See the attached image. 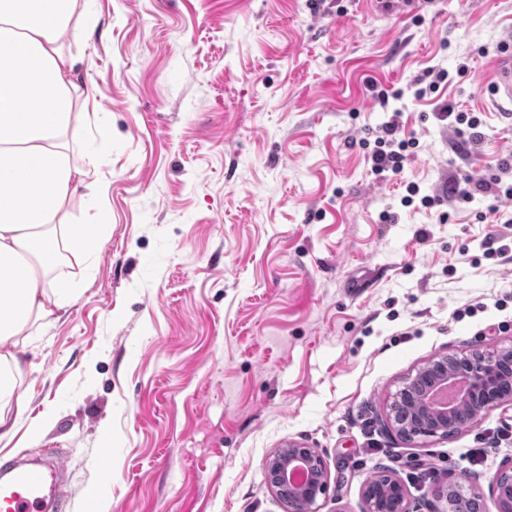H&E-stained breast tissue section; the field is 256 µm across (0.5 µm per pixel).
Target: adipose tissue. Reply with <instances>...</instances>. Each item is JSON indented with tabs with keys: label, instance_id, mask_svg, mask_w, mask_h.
I'll use <instances>...</instances> for the list:
<instances>
[{
	"label": "adipose tissue",
	"instance_id": "obj_1",
	"mask_svg": "<svg viewBox=\"0 0 512 512\" xmlns=\"http://www.w3.org/2000/svg\"><path fill=\"white\" fill-rule=\"evenodd\" d=\"M78 0H0V440L26 409L19 381L30 337L42 335L75 290L57 276L61 251L91 258L110 234L103 212L70 224L71 208H94L105 113L77 111L84 92L64 50L91 23ZM81 152L69 144L82 122Z\"/></svg>",
	"mask_w": 512,
	"mask_h": 512
}]
</instances>
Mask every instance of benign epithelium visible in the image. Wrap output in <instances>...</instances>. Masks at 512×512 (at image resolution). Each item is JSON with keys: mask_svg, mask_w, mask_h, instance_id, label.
Listing matches in <instances>:
<instances>
[{"mask_svg": "<svg viewBox=\"0 0 512 512\" xmlns=\"http://www.w3.org/2000/svg\"><path fill=\"white\" fill-rule=\"evenodd\" d=\"M512 359V348L491 353H448L419 372L429 374L432 383L420 395L400 388L389 404L390 424L408 440L447 438L474 424L488 411L512 401V393L501 391L504 358ZM273 481H282L295 492L284 506L286 512H316L317 499L326 494L328 480L320 455L311 448L288 444L272 456ZM392 486V502L365 497V512H410L405 488L394 475H386ZM512 480V466L497 471L490 481L497 512H512V490L501 493L503 481Z\"/></svg>", "mask_w": 512, "mask_h": 512, "instance_id": "7a95c632", "label": "benign epithelium"}]
</instances>
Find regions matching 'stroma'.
<instances>
[{"instance_id": "stroma-1", "label": "stroma", "mask_w": 512, "mask_h": 512, "mask_svg": "<svg viewBox=\"0 0 512 512\" xmlns=\"http://www.w3.org/2000/svg\"><path fill=\"white\" fill-rule=\"evenodd\" d=\"M80 3L98 24L66 47L112 126L96 171L110 236L62 261L81 293L33 339L0 452L52 449L69 512H283L266 461L291 442L322 457L318 512H364L379 472L410 512H441L433 491L453 480L496 512L512 404L445 439L384 423L430 360L512 347V259L486 241L512 244L489 217L512 200L451 199L512 155L490 102L512 0ZM432 69L449 82L414 99ZM448 101L480 113L479 145L435 118ZM397 109L418 146L373 174L366 144ZM412 182L438 205L403 206Z\"/></svg>"}]
</instances>
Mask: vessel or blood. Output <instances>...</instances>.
I'll return each mask as SVG.
<instances>
[{"label":"vessel or blood","instance_id":"b4317fda","mask_svg":"<svg viewBox=\"0 0 512 512\" xmlns=\"http://www.w3.org/2000/svg\"><path fill=\"white\" fill-rule=\"evenodd\" d=\"M498 111L512 112V45L499 57L491 87ZM65 468L55 458L0 459V512H67L59 488Z\"/></svg>","mask_w":512,"mask_h":512}]
</instances>
